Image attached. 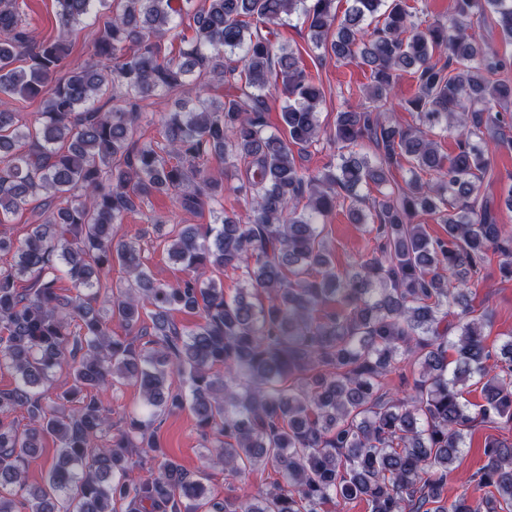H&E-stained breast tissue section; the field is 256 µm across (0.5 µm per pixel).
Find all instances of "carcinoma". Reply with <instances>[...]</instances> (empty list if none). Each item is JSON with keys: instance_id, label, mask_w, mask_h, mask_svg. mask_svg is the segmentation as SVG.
Listing matches in <instances>:
<instances>
[{"instance_id": "carcinoma-1", "label": "carcinoma", "mask_w": 512, "mask_h": 512, "mask_svg": "<svg viewBox=\"0 0 512 512\" xmlns=\"http://www.w3.org/2000/svg\"><path fill=\"white\" fill-rule=\"evenodd\" d=\"M55 2L59 35L37 43L17 0H0V103L41 102L29 121L0 108V224L35 197L44 207L23 241L0 236L13 254L0 269V369L14 377L0 389V512H325L355 500L369 512H512V444L498 440L470 477L481 504L442 497L472 423H512V336L492 352L489 314L467 299L490 252L512 278V229L480 200L493 152L512 150V81L501 77L512 57L478 43L492 15L512 44V0H448L433 22L405 0H351L341 17L336 0H204L186 12L173 0ZM90 17L93 58L57 77L69 31ZM177 18L193 35L168 57ZM294 18L325 55L370 70L364 100L329 131L323 90L272 40ZM404 72L415 92L399 100ZM191 76L230 92L164 113L159 141L138 136L142 104ZM277 85L286 139L266 131ZM393 104L414 124L382 118ZM450 127L447 156L435 136ZM323 138L336 162L303 172ZM212 163L243 169L245 215L180 227L166 251L187 276L158 282L113 226L156 192L213 210L224 183ZM344 209L374 242L351 273L336 270L321 228ZM426 217L446 236H430ZM228 269L242 283L233 297L211 277ZM330 301L336 310L319 313ZM174 310L200 321L180 328ZM405 362L418 376L399 397L383 379ZM64 365L71 384L52 398ZM469 381L485 403L464 398ZM117 383L142 396L121 426L101 399ZM186 408L213 438V464L231 477L270 468V490L217 501L206 476L168 458L154 425ZM46 436L59 448L30 489L25 464Z\"/></svg>"}]
</instances>
